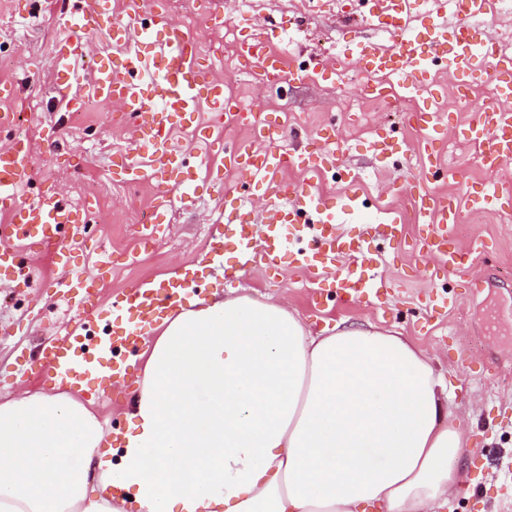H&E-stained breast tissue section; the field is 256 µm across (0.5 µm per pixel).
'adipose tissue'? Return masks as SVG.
<instances>
[{"instance_id":"ef3b65f1","label":"adipose tissue","mask_w":512,"mask_h":512,"mask_svg":"<svg viewBox=\"0 0 512 512\" xmlns=\"http://www.w3.org/2000/svg\"><path fill=\"white\" fill-rule=\"evenodd\" d=\"M133 385L117 435L76 394L0 401V512H443L469 443L423 349L250 295L179 306Z\"/></svg>"}]
</instances>
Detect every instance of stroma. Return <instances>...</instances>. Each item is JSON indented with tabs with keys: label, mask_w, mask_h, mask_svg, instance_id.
I'll return each instance as SVG.
<instances>
[{
	"label": "stroma",
	"mask_w": 512,
	"mask_h": 512,
	"mask_svg": "<svg viewBox=\"0 0 512 512\" xmlns=\"http://www.w3.org/2000/svg\"><path fill=\"white\" fill-rule=\"evenodd\" d=\"M220 21L208 17L206 0H164L171 21L198 39L205 64L230 81L235 118L201 137L192 128L176 130L173 146L186 153L182 174L196 189L194 202L175 200L165 214L166 230L148 237L154 220L157 187L117 182L113 159L135 152L152 164L154 155L136 151L129 127L117 110L88 103L67 110L54 88V52L68 31L60 21L68 0H0V85L14 86L13 96L0 98V111L16 113L27 141L29 181L19 200L30 202L56 189L63 202L85 209L87 220L77 229V264L93 270L108 266L97 284L95 332L112 323L111 304L131 288L166 276L195 261L203 266L195 295L209 298L248 292L288 303L312 332L340 326L375 325L406 337L434 358L448 382V408L472 430L470 446L452 462L470 490L452 496L444 512H512V208L490 211L480 223L461 226V243L484 238L486 249L475 255L472 281L457 285L437 264H425L416 247L413 198L424 171L428 144H435L441 176L435 193L463 202L464 182H512V164L496 173L476 166L460 130L482 102L484 85L461 97L444 61L428 65L426 87L418 95L402 89L396 78L368 79L356 68L352 46L360 40L393 50L391 36L366 25L368 0H222ZM261 32L268 46L285 52L292 69H305V79L278 88L263 87L251 62L237 54L240 40ZM337 64L335 83L316 75L317 64ZM427 108L449 117L437 130L426 129L411 114ZM272 113L288 150L318 149L317 133L329 128L339 138L335 167L309 174L283 171V179L306 184L328 205L349 211L336 230L353 238L369 236L371 267L396 277L400 288L379 303L349 302L324 282L332 270L258 268L232 285L224 269L235 263L234 243L224 247L223 261H211L206 242L209 226L224 208L225 194L251 199L252 220L261 223L266 202L260 187L240 181L224 167V149L248 143L237 113ZM387 135L394 152L375 151L377 134ZM396 216L403 224L401 241L368 231L355 214ZM18 255L0 272V396L18 388H51L40 357L47 344L70 323L76 310L74 293L63 288L65 271L47 253L18 247ZM457 293L460 304L443 319L431 318L425 301L430 293Z\"/></svg>",
	"instance_id": "stroma-1"
}]
</instances>
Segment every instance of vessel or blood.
<instances>
[{"mask_svg":"<svg viewBox=\"0 0 512 512\" xmlns=\"http://www.w3.org/2000/svg\"><path fill=\"white\" fill-rule=\"evenodd\" d=\"M369 2L368 25L387 31L397 47L385 52L369 41L357 43L355 57L362 71L369 76H396L402 88L412 93L423 84L430 59L447 60L450 78L463 88L475 80L481 63H488L502 104L476 110L470 122V134L480 143L484 164L496 168L511 162L512 54L490 53L483 46L468 42L470 21L476 17L488 18L489 0H453L458 23L451 28L437 26L426 40L406 33L404 26L397 23L398 18L407 16L411 0ZM127 6L130 19L139 24V48L124 50L116 61L86 74L76 70L74 63L88 55L93 37L102 28V14L98 0H72L71 8L63 16L70 34L55 47L57 86L65 92L67 109L83 107L90 100H109L118 106L122 117L133 119V136L156 160L145 168L129 158L123 167L129 180L147 181L159 187L154 209L161 214L172 204L171 191H178L187 199L194 194L191 184L174 177L181 166V156L169 145L171 133L202 108L209 112L211 126H221L228 103L224 99L223 80L201 68L196 44L175 27L167 15L154 13L149 23L144 24L140 21L139 0H128ZM161 33L166 36L162 53L157 58L147 59L141 52L142 47L152 44ZM238 51L253 61L264 85L282 84L305 76L304 71L287 70L284 59L269 52L263 40L242 42ZM243 122L265 147L259 151L239 147L227 151L225 158L242 179L261 183L264 193L275 205L266 216L267 237L260 242L245 206L234 198L226 200V224L212 225L209 233V252L213 257L222 256L225 243L236 244L237 261L225 268L226 281H234L260 265L277 268L289 262L332 268L341 257H366L368 249L364 239H337L336 218L330 213L320 217L322 227L313 248L304 251L290 248L286 225L298 223L302 215L317 210L318 205L303 184L282 180L280 171L288 166L321 171L335 166L337 155L332 150L287 153L280 147V133L267 127L260 113H248ZM27 173L28 155L23 148L16 143L0 146V208L9 213L15 242L39 247L58 257L60 263H67L72 244L61 230L79 223L80 213L51 194L36 202L19 203L18 191L27 184ZM464 195L467 207L463 210L430 190L418 199V221L426 226L425 236L419 239L420 250L436 259L452 279L467 272L474 253L484 246L480 239L465 248L457 246L452 236L453 226L462 222L464 211H486L512 198V185L504 182L479 190L469 187ZM197 272V264L186 265L168 277L142 284L115 300L112 315L118 325L109 336L111 347L136 348L146 330L155 327L183 295L193 291ZM332 285L345 298L359 300L388 293L393 283L381 273L359 266L337 275ZM94 316L91 309H77L76 327L64 330L45 349L44 356L61 382L85 386L88 394L101 396L107 384L124 377L127 369L122 365L113 366L108 375H96L87 343V326Z\"/></svg>","mask_w":512,"mask_h":512,"instance_id":"obj_1","label":"vessel or blood"}]
</instances>
